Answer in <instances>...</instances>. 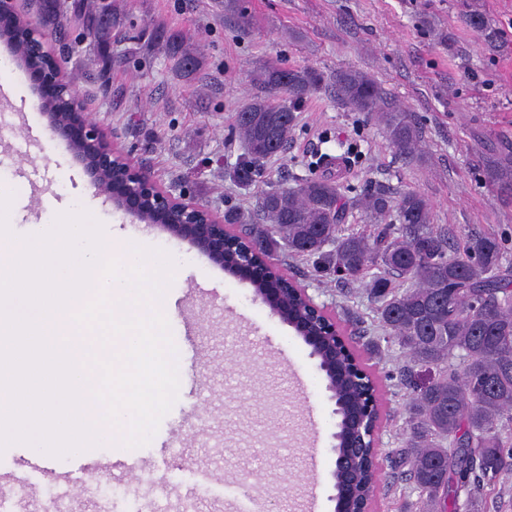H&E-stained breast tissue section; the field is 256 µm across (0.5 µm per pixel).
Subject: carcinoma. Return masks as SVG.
Returning a JSON list of instances; mask_svg holds the SVG:
<instances>
[{
    "label": "carcinoma",
    "instance_id": "obj_1",
    "mask_svg": "<svg viewBox=\"0 0 512 512\" xmlns=\"http://www.w3.org/2000/svg\"><path fill=\"white\" fill-rule=\"evenodd\" d=\"M110 9L39 0L36 21L53 29L77 27L82 38L98 43L117 19ZM150 40L165 45L176 70L200 69L199 54L181 32L157 23ZM254 83L256 95L235 115L244 152L234 176L245 184L286 150L297 109L320 90L324 76L311 66L269 62ZM335 85L341 101L377 117L399 153L417 156L418 127L409 113L388 106L373 78L340 70ZM489 174L512 194V156L491 160ZM354 209L374 220L372 228L347 227ZM390 216L395 222L385 223ZM224 223L264 237L268 249L284 252L286 259H313L315 271L334 274L343 284L361 283L384 339L398 344L406 361L401 373L412 389L405 405L407 438L392 459L394 478L417 492L415 512H472L487 501L501 476L512 472V266L503 265L496 234H470L455 245L448 232L431 224L430 204L419 192L350 198L336 181L319 176L268 190L253 215L229 210ZM325 362L344 416L338 446L358 445L377 419L376 408L363 399L368 386L341 351L325 354ZM375 482L366 448L351 459L349 485L336 474V512H349Z\"/></svg>",
    "mask_w": 512,
    "mask_h": 512
}]
</instances>
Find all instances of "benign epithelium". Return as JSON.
I'll return each mask as SVG.
<instances>
[{
	"label": "benign epithelium",
	"instance_id": "7a95c632",
	"mask_svg": "<svg viewBox=\"0 0 512 512\" xmlns=\"http://www.w3.org/2000/svg\"><path fill=\"white\" fill-rule=\"evenodd\" d=\"M56 36L53 30L29 21L22 51L10 52L12 63L26 67L24 57H41L44 65L34 72L39 86L36 111L48 121L52 135L65 141L73 155L84 165L96 194L103 195L112 204L133 219L144 224H156L170 235L188 241L199 253L213 263L224 266V251H233L236 270L252 273L260 270L265 278L254 283L255 296L269 307L273 315L303 336L307 327L299 324L281 303L282 285L288 282L265 255L262 240L238 236L224 229V219L208 207L199 204L183 192L178 195L163 188L147 169L136 166L112 144V134L94 121L76 90L69 85L62 70V60L54 50ZM297 292L308 305L311 317L320 319L317 327L306 337L311 356L317 368L324 372L321 348L337 339L343 351H349L324 308L314 302L307 289Z\"/></svg>",
	"mask_w": 512,
	"mask_h": 512
}]
</instances>
